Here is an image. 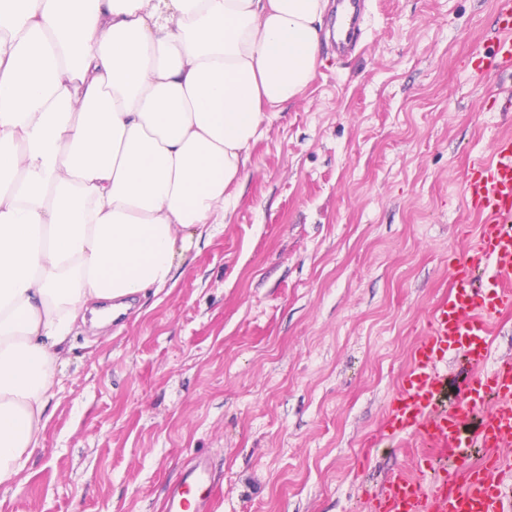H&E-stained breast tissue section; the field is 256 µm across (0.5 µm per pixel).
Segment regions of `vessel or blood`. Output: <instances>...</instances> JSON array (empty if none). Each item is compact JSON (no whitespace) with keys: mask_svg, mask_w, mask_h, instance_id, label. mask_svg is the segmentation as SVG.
Here are the masks:
<instances>
[{"mask_svg":"<svg viewBox=\"0 0 512 512\" xmlns=\"http://www.w3.org/2000/svg\"><path fill=\"white\" fill-rule=\"evenodd\" d=\"M363 5L337 0L339 52L357 47ZM495 22L497 36L480 66L485 75L512 69V0H497ZM461 190L478 222L460 228L470 245L449 265L450 293L436 302L382 426L389 435L418 441L416 469L367 492V512H512L502 456L512 447V358L487 364L491 324L512 311L511 133L470 161ZM457 351L469 370L458 384L457 403L447 407L442 365ZM474 416L479 430L471 438L465 425ZM209 497L208 465L198 460L170 490L167 510L197 512Z\"/></svg>","mask_w":512,"mask_h":512,"instance_id":"1","label":"vessel or blood"}]
</instances>
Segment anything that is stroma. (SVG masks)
<instances>
[{
    "label": "stroma",
    "mask_w": 512,
    "mask_h": 512,
    "mask_svg": "<svg viewBox=\"0 0 512 512\" xmlns=\"http://www.w3.org/2000/svg\"><path fill=\"white\" fill-rule=\"evenodd\" d=\"M495 0H366L353 53L322 48L175 288L61 349L41 445L0 512H165L202 457L209 512H365L415 462L389 402L476 217L470 157L512 133V70L473 66Z\"/></svg>",
    "instance_id": "obj_1"
}]
</instances>
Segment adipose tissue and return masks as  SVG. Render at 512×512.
I'll use <instances>...</instances> for the list:
<instances>
[{"label":"adipose tissue","mask_w":512,"mask_h":512,"mask_svg":"<svg viewBox=\"0 0 512 512\" xmlns=\"http://www.w3.org/2000/svg\"><path fill=\"white\" fill-rule=\"evenodd\" d=\"M328 0H0V485L40 445L85 310L175 287Z\"/></svg>","instance_id":"1"}]
</instances>
